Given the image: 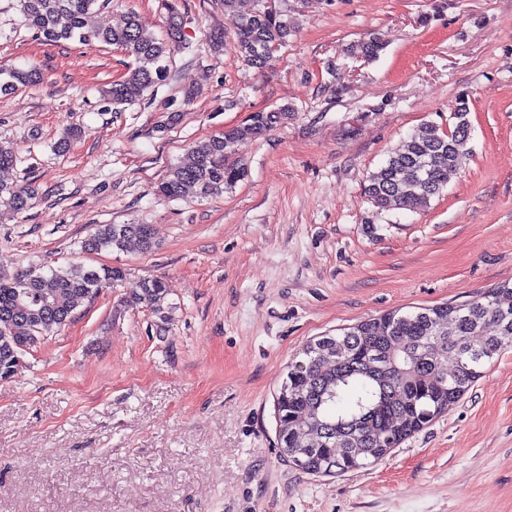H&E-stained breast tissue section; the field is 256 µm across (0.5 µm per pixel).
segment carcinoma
<instances>
[{
  "instance_id": "carcinoma-1",
  "label": "carcinoma",
  "mask_w": 512,
  "mask_h": 512,
  "mask_svg": "<svg viewBox=\"0 0 512 512\" xmlns=\"http://www.w3.org/2000/svg\"><path fill=\"white\" fill-rule=\"evenodd\" d=\"M25 25L50 42L76 40L86 46L112 45L134 57L135 66L112 83L115 107L132 104L162 80L170 46L181 42L177 0H165L168 40L146 32L127 11L112 26L91 22L98 0H19ZM239 56L258 72L288 44L294 25L275 0H254L251 11L239 0H222ZM371 60L383 49L369 34L356 45ZM0 79V92L40 81L36 69L11 70ZM470 109L461 96L451 112L452 127L427 124L411 134L369 175L366 193L381 210L418 211L447 188L448 171L470 156ZM288 105L249 115L221 138L193 143L186 162L172 167L155 187L175 199L188 187L203 197L219 195L245 179L247 168L235 159L244 138H260L288 123ZM30 191L0 182V203L13 210L28 207ZM155 246L147 224H99L83 242L88 251H123ZM125 269L69 265L45 272L33 264L11 275L0 274V379L12 376L22 356L42 334L71 321L97 295L117 287ZM163 279L143 280L131 298L157 313L164 310ZM495 326V332L487 330ZM512 349V288L501 286L455 307L420 308L319 336L303 349L304 359L288 368L275 394L278 444L283 457L311 474L332 475L382 460L392 448L448 410L480 375V367ZM453 359L452 365L446 360Z\"/></svg>"
}]
</instances>
